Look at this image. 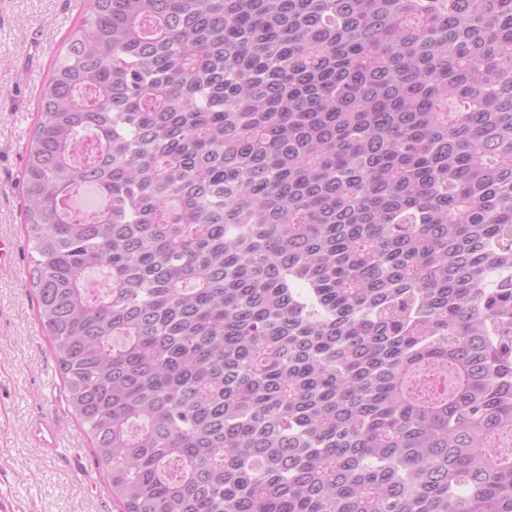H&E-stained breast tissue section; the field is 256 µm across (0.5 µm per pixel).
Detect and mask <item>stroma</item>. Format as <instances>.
I'll return each instance as SVG.
<instances>
[{
	"instance_id": "35a3bbf8",
	"label": "stroma",
	"mask_w": 512,
	"mask_h": 512,
	"mask_svg": "<svg viewBox=\"0 0 512 512\" xmlns=\"http://www.w3.org/2000/svg\"><path fill=\"white\" fill-rule=\"evenodd\" d=\"M87 8V0H0V238L19 246L15 268L0 270V512H118L37 319L20 208L42 92ZM42 419L59 431L57 450L31 436Z\"/></svg>"
}]
</instances>
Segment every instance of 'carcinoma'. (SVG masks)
Here are the masks:
<instances>
[{"label": "carcinoma", "mask_w": 512, "mask_h": 512, "mask_svg": "<svg viewBox=\"0 0 512 512\" xmlns=\"http://www.w3.org/2000/svg\"><path fill=\"white\" fill-rule=\"evenodd\" d=\"M20 183L121 512H512V0H90Z\"/></svg>", "instance_id": "carcinoma-1"}]
</instances>
